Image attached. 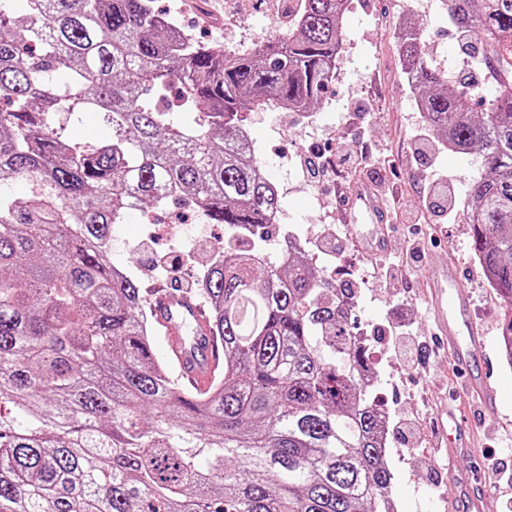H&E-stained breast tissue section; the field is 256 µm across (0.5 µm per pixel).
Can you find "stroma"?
I'll return each mask as SVG.
<instances>
[{
	"label": "stroma",
	"mask_w": 512,
	"mask_h": 512,
	"mask_svg": "<svg viewBox=\"0 0 512 512\" xmlns=\"http://www.w3.org/2000/svg\"><path fill=\"white\" fill-rule=\"evenodd\" d=\"M162 5L180 11L191 33L218 45L252 49L281 33L287 26L286 0L270 6L269 0H161ZM421 25L424 56L448 76L471 73L483 80L485 68L471 66L459 50L448 17V0H349L343 18V53L340 69L330 92L315 106L303 125L288 123L282 111H257L250 115L251 136L260 158L267 162L272 181L286 193L281 206L288 218L282 231H302L308 237V251L318 269L337 286L353 288L358 306L353 320L358 328L374 330L370 353L379 368L375 392L386 409L422 419L426 427L437 424L441 407L469 412L478 421L474 435L477 456L448 458L439 451L428 466H421L412 438L389 431L386 463L394 475L393 492L401 501L399 512H461L457 487L445 483L434 488L433 472L448 469L466 473L481 464L483 455L496 457L512 475V368L504 364L499 347L501 322L507 310L503 299L483 280L471 249L469 224L452 223L447 215L435 216L439 242L431 248L424 266L457 264L472 295V310L484 336L493 373L490 382L499 393L497 411L488 414L476 406L463 388L461 374L453 361L441 356L429 366L408 376L386 352L390 322L411 324L415 335L429 337L431 318L425 300L427 283L417 278L407 287L381 289L372 273L381 252L360 246L345 251L323 252L320 238L344 236L339 210L329 197L324 178L303 177L299 156L324 152L340 158L368 149L382 152L385 163L381 176L386 189L402 193L406 209H419L423 195L434 177L452 180L466 188L472 172L481 166L474 155L448 150L440 138L431 137L429 155L410 160L413 135L427 133L423 115L413 104L402 67L403 26ZM153 240L155 250L181 262L183 255L174 239L150 237L138 211H131L124 223L112 229V260L135 267L143 288L172 286L171 278L151 273L152 252L142 250L144 240Z\"/></svg>",
	"instance_id": "1"
}]
</instances>
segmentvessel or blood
Returning <instances> with one entry per match:
<instances>
[{
    "label": "vessel or blood",
    "mask_w": 512,
    "mask_h": 512,
    "mask_svg": "<svg viewBox=\"0 0 512 512\" xmlns=\"http://www.w3.org/2000/svg\"><path fill=\"white\" fill-rule=\"evenodd\" d=\"M348 210L359 211L374 227H381L384 210L371 190H357L347 202ZM424 277L429 285V301L434 311L438 338L442 348L463 370L468 391L483 409L495 411L497 393L486 371L479 366L483 332L471 313V296L456 265L427 268ZM152 316L162 327V346L166 360L177 370L189 392L202 393L213 384L224 368V347L209 332V317L190 296L158 289L150 301ZM463 416L446 413L444 443L449 454L461 452L463 439L473 435ZM482 472L466 479L465 508L481 512L484 499Z\"/></svg>",
    "instance_id": "vessel-or-blood-1"
}]
</instances>
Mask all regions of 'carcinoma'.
<instances>
[{"label":"carcinoma","instance_id":"carcinoma-1","mask_svg":"<svg viewBox=\"0 0 512 512\" xmlns=\"http://www.w3.org/2000/svg\"><path fill=\"white\" fill-rule=\"evenodd\" d=\"M348 0H295L288 32L251 51L180 31L156 0H0V512H391L392 474L349 294L295 251L228 246L200 276L224 372L184 393L152 354L139 278L118 276L112 227L133 205L197 202L231 238L280 208L238 137L261 96L312 110L332 83ZM469 54L506 80L471 116L402 33L428 127L483 168L472 249L512 305V0H450ZM175 104H153L171 89ZM93 117L109 134L64 135ZM512 366V310L501 324Z\"/></svg>","mask_w":512,"mask_h":512}]
</instances>
